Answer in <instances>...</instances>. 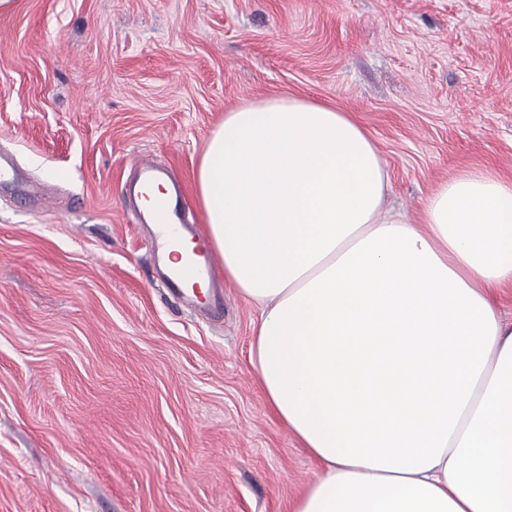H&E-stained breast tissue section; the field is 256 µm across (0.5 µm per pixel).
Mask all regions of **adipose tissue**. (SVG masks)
<instances>
[{"mask_svg": "<svg viewBox=\"0 0 512 512\" xmlns=\"http://www.w3.org/2000/svg\"><path fill=\"white\" fill-rule=\"evenodd\" d=\"M387 186L358 123L294 96L225 112L199 160L252 366L322 466L293 512H512V181L461 172L420 226Z\"/></svg>", "mask_w": 512, "mask_h": 512, "instance_id": "obj_1", "label": "adipose tissue"}]
</instances>
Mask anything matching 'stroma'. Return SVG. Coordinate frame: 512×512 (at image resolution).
Listing matches in <instances>:
<instances>
[{
    "mask_svg": "<svg viewBox=\"0 0 512 512\" xmlns=\"http://www.w3.org/2000/svg\"><path fill=\"white\" fill-rule=\"evenodd\" d=\"M347 112L389 174L386 215L461 171L512 180V0H15L0 14V512H291L321 468L249 360L233 283L195 309L122 195L138 159L203 212L229 109Z\"/></svg>",
    "mask_w": 512,
    "mask_h": 512,
    "instance_id": "1",
    "label": "stroma"
}]
</instances>
